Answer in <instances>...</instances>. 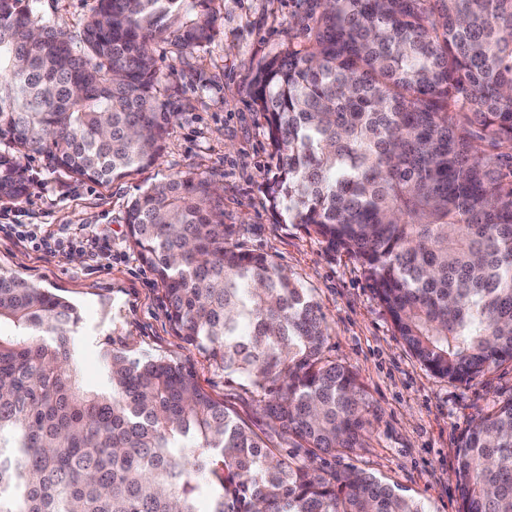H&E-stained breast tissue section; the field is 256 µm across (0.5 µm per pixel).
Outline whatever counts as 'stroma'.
Wrapping results in <instances>:
<instances>
[{
	"label": "stroma",
	"instance_id": "stroma-1",
	"mask_svg": "<svg viewBox=\"0 0 512 512\" xmlns=\"http://www.w3.org/2000/svg\"><path fill=\"white\" fill-rule=\"evenodd\" d=\"M97 0H35V12L57 29L77 32ZM219 34L182 61L171 42L152 56L163 76L162 99L174 118L154 165L108 185L48 168L37 154L22 166L26 195L0 199V217L15 224H49L64 241L60 261L40 260L31 246L0 242V270L48 289L74 305L81 320L72 336L82 383L96 387L105 374L102 354L132 360L162 358L189 369L198 384L270 447L329 475L355 466L420 501L425 512H458L455 444L479 415L512 393V365L467 383L428 372L410 353L348 255L329 251L300 224L276 218L268 189L279 175L265 118L253 102L258 66L300 40L305 0H212ZM187 173L216 175L224 221L241 250L271 256L306 288L325 316L323 356L356 373L365 391L367 432L353 452L314 455L283 441L266 416V391L224 371L202 350L176 336L165 292L130 248L128 205L152 183ZM112 237V269L89 267L83 240Z\"/></svg>",
	"mask_w": 512,
	"mask_h": 512
}]
</instances>
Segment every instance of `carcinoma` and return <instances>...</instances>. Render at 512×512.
I'll use <instances>...</instances> for the list:
<instances>
[{"label":"carcinoma","instance_id":"obj_1","mask_svg":"<svg viewBox=\"0 0 512 512\" xmlns=\"http://www.w3.org/2000/svg\"><path fill=\"white\" fill-rule=\"evenodd\" d=\"M0 0V198L21 158L108 183L160 156L173 113L151 44L211 43L210 0H97L77 33ZM303 38L254 84L280 175L270 197L353 257L433 375L512 364V0H308ZM125 223L176 335L260 388L284 440L363 447L365 394L322 357L324 317L271 256L243 251L211 176L142 191ZM65 299L0 272V512H424L354 466L325 477L267 446L163 359L107 351L79 379ZM458 512H512V394L458 438Z\"/></svg>","mask_w":512,"mask_h":512}]
</instances>
